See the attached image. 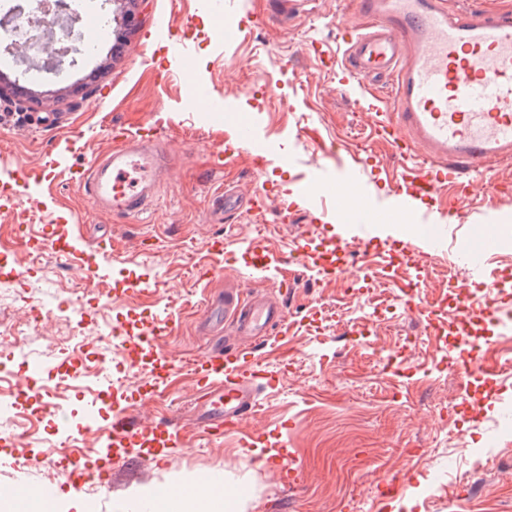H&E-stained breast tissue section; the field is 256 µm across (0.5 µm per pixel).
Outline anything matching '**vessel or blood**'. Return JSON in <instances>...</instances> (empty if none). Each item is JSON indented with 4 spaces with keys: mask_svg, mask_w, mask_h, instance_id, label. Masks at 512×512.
<instances>
[{
    "mask_svg": "<svg viewBox=\"0 0 512 512\" xmlns=\"http://www.w3.org/2000/svg\"><path fill=\"white\" fill-rule=\"evenodd\" d=\"M350 7L356 24L336 25L346 77L362 88L376 78L392 84L393 110L371 102L365 110L394 139L403 160L419 158L414 189L432 199L443 187L464 182L498 199L502 190L489 172L512 160V13L467 8L458 0H351ZM188 98L207 112L224 109L219 94L193 87ZM118 138L115 147L74 171L71 181L101 212L124 216L151 200L166 154L154 134L125 130ZM244 204L257 211L264 198L227 192L213 200L214 208L228 211ZM501 243L492 228L480 246L460 243L456 256L465 278L481 276L482 254ZM205 310L229 316L246 348L265 337L267 325L284 322L277 305L261 297H210ZM187 365L201 381L198 398L210 406L198 419L204 432L219 436L240 429L255 407L258 375L252 364L230 366L202 357ZM183 437L176 423H130L122 408L105 432L107 446L121 451L154 441L172 447Z\"/></svg>",
    "mask_w": 512,
    "mask_h": 512,
    "instance_id": "1",
    "label": "vessel or blood"
}]
</instances>
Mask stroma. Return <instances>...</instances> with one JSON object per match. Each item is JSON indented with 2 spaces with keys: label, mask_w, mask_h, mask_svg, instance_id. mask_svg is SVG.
<instances>
[{
  "label": "stroma",
  "mask_w": 512,
  "mask_h": 512,
  "mask_svg": "<svg viewBox=\"0 0 512 512\" xmlns=\"http://www.w3.org/2000/svg\"><path fill=\"white\" fill-rule=\"evenodd\" d=\"M233 2L225 37L210 23V0H143L122 39L101 45L90 62L57 77L0 70V184L21 168H45L23 190L31 235L80 217L79 248L102 274L84 284L81 270L50 251L31 262L12 240L16 215L0 198V327L14 331L0 342V399L14 404L0 414V498L16 512L21 491L49 485L56 512H108L145 490L209 477L236 490L238 512H512V423L499 420L512 405V336L489 322L477 326L475 358L498 368L489 397L483 377L454 373L460 350L439 315L458 244L485 223L512 224V193L489 207L477 191L454 193L467 217L461 223L415 190H390L386 179L403 173L399 150L358 103L374 94L393 105L392 87L339 83L329 58L341 0H315L309 15L290 10V0ZM191 82L223 94L222 118L188 104ZM245 112L252 138L234 142L231 161L213 168L211 148ZM148 126L162 136L171 171L143 212L101 213L72 185V171L111 147L112 130ZM360 150L369 166L353 176L358 211L310 191L323 171ZM227 187L262 191L275 207L259 218L216 215L212 198ZM280 207L292 222L278 223ZM398 210L427 223L445 250L370 221ZM357 233L366 251L349 257L343 276L324 274L336 238ZM104 235L112 238L108 256L96 246ZM216 236L224 239L220 254L210 249ZM250 237L256 250L246 261ZM301 239L304 257L296 252ZM366 263L375 281L367 292L358 281ZM135 280L140 290H129ZM469 286L477 304L491 297L512 308V247L490 252L485 276ZM209 293L266 297L288 324V336L271 329L252 349L264 378L243 429L287 439L296 484L262 466L268 442L245 447L233 432L195 434L152 460L127 450L111 478L99 479L105 450L81 431L83 395L103 393V428L118 404L142 422L191 418L197 384L185 361L217 343L233 353L237 343L230 329H203ZM417 301L436 317L414 313ZM132 333L155 339L134 360L126 351ZM160 352L171 362L168 388L141 400L161 374ZM29 374L48 389L68 377L70 390L55 398L65 419L35 393H19L18 379ZM66 430L77 433L90 470L79 491L59 456ZM393 476L401 491L381 500L380 483Z\"/></svg>",
  "instance_id": "1"
}]
</instances>
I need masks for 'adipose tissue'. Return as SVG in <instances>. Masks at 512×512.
I'll return each instance as SVG.
<instances>
[{"mask_svg": "<svg viewBox=\"0 0 512 512\" xmlns=\"http://www.w3.org/2000/svg\"><path fill=\"white\" fill-rule=\"evenodd\" d=\"M232 498L230 491L200 479L149 494L148 503L151 512H231Z\"/></svg>", "mask_w": 512, "mask_h": 512, "instance_id": "ef3b65f1", "label": "adipose tissue"}]
</instances>
